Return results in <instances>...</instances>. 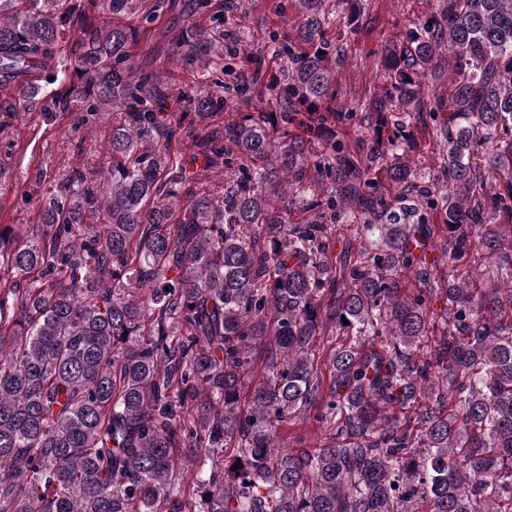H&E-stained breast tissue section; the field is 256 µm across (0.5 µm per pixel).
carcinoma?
<instances>
[{
    "label": "carcinoma",
    "mask_w": 512,
    "mask_h": 512,
    "mask_svg": "<svg viewBox=\"0 0 512 512\" xmlns=\"http://www.w3.org/2000/svg\"><path fill=\"white\" fill-rule=\"evenodd\" d=\"M239 8L192 2L176 93L134 27L0 0V88L35 108L63 78L119 115L108 170L65 174L35 233L0 225V512H512V0H436L348 109L332 27L364 0H294L269 53ZM158 61L155 66H159L160 64V70L162 72V75L164 76L165 80L168 82V85L171 86V88H189L190 86L196 87L197 79H195L194 75H196L197 78V66H193V68H189L184 63H178L174 65H167L166 63L163 64Z\"/></svg>",
    "instance_id": "carcinoma-1"
}]
</instances>
